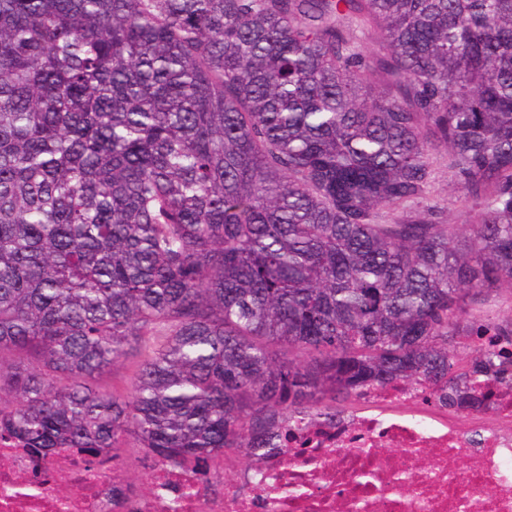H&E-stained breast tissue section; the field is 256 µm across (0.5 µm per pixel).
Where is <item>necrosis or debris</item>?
I'll return each mask as SVG.
<instances>
[{
	"label": "necrosis or debris",
	"instance_id": "1",
	"mask_svg": "<svg viewBox=\"0 0 512 512\" xmlns=\"http://www.w3.org/2000/svg\"><path fill=\"white\" fill-rule=\"evenodd\" d=\"M363 409L311 422L259 470L202 485L191 464H158L147 490L113 499L110 458L75 452L34 475L25 448L0 439V512H512V391L473 432L432 410L424 385L397 381Z\"/></svg>",
	"mask_w": 512,
	"mask_h": 512
}]
</instances>
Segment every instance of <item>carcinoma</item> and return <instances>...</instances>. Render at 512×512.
<instances>
[{
  "instance_id": "carcinoma-1",
  "label": "carcinoma",
  "mask_w": 512,
  "mask_h": 512,
  "mask_svg": "<svg viewBox=\"0 0 512 512\" xmlns=\"http://www.w3.org/2000/svg\"><path fill=\"white\" fill-rule=\"evenodd\" d=\"M502 290L512 0H0V436L34 457L131 437L210 480L397 380L486 412ZM512 299L505 291L492 292L489 295L477 296L471 303L474 312H485L491 316L506 319L510 315Z\"/></svg>"
}]
</instances>
